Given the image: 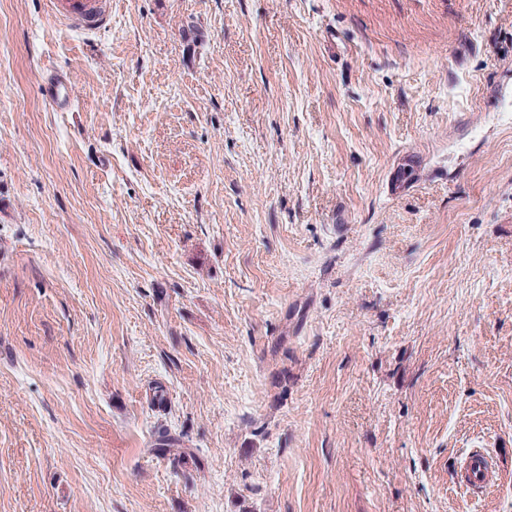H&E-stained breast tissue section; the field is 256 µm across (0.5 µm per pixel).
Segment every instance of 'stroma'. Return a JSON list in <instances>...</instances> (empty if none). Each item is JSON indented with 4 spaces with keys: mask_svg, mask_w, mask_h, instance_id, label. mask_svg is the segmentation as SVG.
I'll return each instance as SVG.
<instances>
[{
    "mask_svg": "<svg viewBox=\"0 0 512 512\" xmlns=\"http://www.w3.org/2000/svg\"><path fill=\"white\" fill-rule=\"evenodd\" d=\"M0 512H512V0H0ZM107 0H49L51 14L60 21L79 28H96L106 22ZM487 457L479 452L473 451L469 456L465 478L468 480L469 485L476 486L483 483L488 472Z\"/></svg>",
    "mask_w": 512,
    "mask_h": 512,
    "instance_id": "stroma-1",
    "label": "stroma"
}]
</instances>
